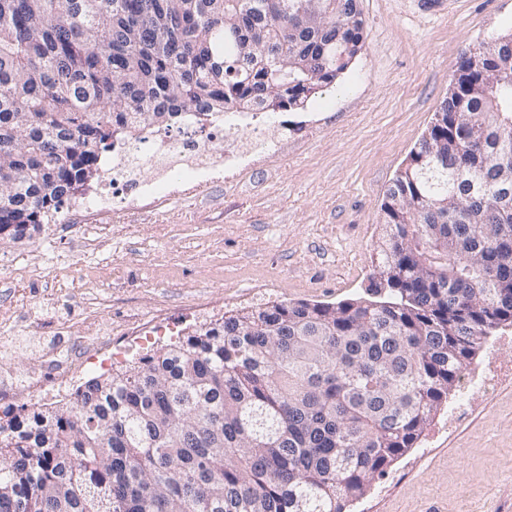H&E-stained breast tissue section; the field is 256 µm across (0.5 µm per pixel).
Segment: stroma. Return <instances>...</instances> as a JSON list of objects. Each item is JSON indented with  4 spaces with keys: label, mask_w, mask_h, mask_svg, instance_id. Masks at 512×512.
<instances>
[{
    "label": "stroma",
    "mask_w": 512,
    "mask_h": 512,
    "mask_svg": "<svg viewBox=\"0 0 512 512\" xmlns=\"http://www.w3.org/2000/svg\"><path fill=\"white\" fill-rule=\"evenodd\" d=\"M361 52L298 112L288 139L233 183L96 229L42 225L0 237V388L37 401L53 371L48 347L93 341L160 316L169 330L126 359L164 347L202 318L269 301L335 303L366 295L380 205L447 96L466 50L512 34V0H358ZM498 382L456 423L439 410L349 512H512V327L493 331L476 361Z\"/></svg>",
    "instance_id": "35a3bbf8"
}]
</instances>
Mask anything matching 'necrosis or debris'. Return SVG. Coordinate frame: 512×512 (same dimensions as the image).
<instances>
[{"label":"necrosis or debris","instance_id":"obj_1","mask_svg":"<svg viewBox=\"0 0 512 512\" xmlns=\"http://www.w3.org/2000/svg\"><path fill=\"white\" fill-rule=\"evenodd\" d=\"M252 118V124L242 127L234 116L220 113L202 128L181 123L172 131H143L101 166L99 188L71 205V219L101 224L124 208L154 211L206 183L233 178L250 154L268 151L283 128L273 112L258 108ZM217 139L224 142L220 154L211 148ZM145 162L154 167L152 177L147 179L141 175ZM112 354V344L106 341L62 361L53 381L57 396H71L84 373Z\"/></svg>","mask_w":512,"mask_h":512}]
</instances>
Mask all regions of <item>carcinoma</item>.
<instances>
[{"label": "carcinoma", "mask_w": 512, "mask_h": 512, "mask_svg": "<svg viewBox=\"0 0 512 512\" xmlns=\"http://www.w3.org/2000/svg\"><path fill=\"white\" fill-rule=\"evenodd\" d=\"M0 0V230L48 224L146 129L298 110L360 51L357 0ZM381 203L370 292L273 301L0 411V512H345L512 326V35L462 53Z\"/></svg>", "instance_id": "carcinoma-1"}]
</instances>
